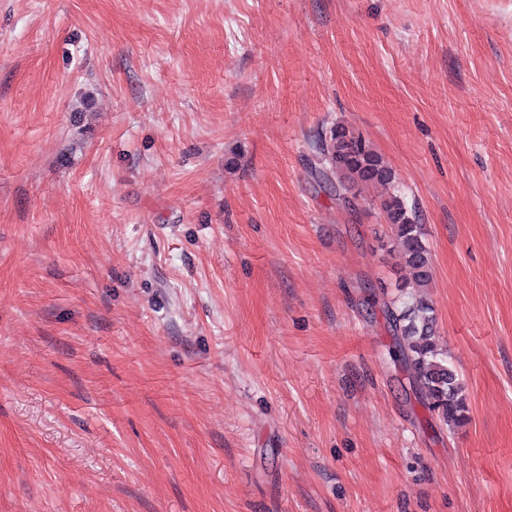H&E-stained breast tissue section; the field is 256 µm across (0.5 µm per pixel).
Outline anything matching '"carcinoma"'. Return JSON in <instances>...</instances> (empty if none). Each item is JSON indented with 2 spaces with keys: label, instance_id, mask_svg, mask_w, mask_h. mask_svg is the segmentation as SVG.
Instances as JSON below:
<instances>
[{
  "label": "carcinoma",
  "instance_id": "1",
  "mask_svg": "<svg viewBox=\"0 0 512 512\" xmlns=\"http://www.w3.org/2000/svg\"><path fill=\"white\" fill-rule=\"evenodd\" d=\"M319 161L318 173L338 202L352 192L360 194L375 185L392 187L396 182L394 170L382 155L343 122L332 126L322 140ZM381 208L401 246L404 265L415 287H428L432 279L430 250L425 225L419 223L416 209L396 190L382 200ZM397 288L401 295L390 302L388 313L411 383L430 414L446 424H459L468 414L464 387L439 342L428 297L424 293L403 295V282Z\"/></svg>",
  "mask_w": 512,
  "mask_h": 512
}]
</instances>
